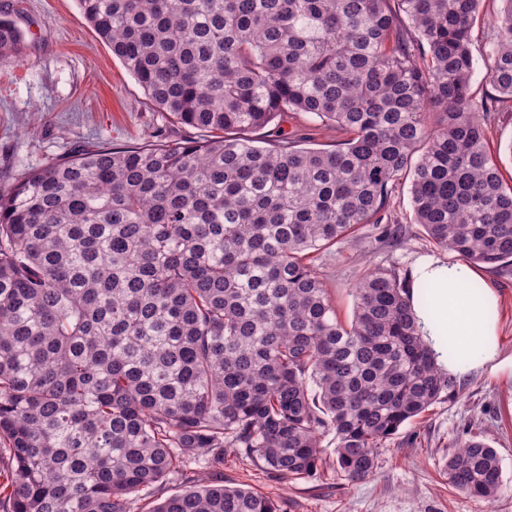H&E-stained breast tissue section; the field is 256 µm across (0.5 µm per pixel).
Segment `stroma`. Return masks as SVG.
Segmentation results:
<instances>
[{
    "label": "stroma",
    "instance_id": "stroma-1",
    "mask_svg": "<svg viewBox=\"0 0 512 512\" xmlns=\"http://www.w3.org/2000/svg\"><path fill=\"white\" fill-rule=\"evenodd\" d=\"M25 35L26 49L0 60V188L22 173L67 159L81 144L135 148L160 140L198 137L149 100L134 76L95 34L76 0H0ZM385 217L397 236L382 237L363 225L330 250L316 254L343 321L355 310L352 288L371 268L410 275L416 260H456L430 243L413 220L410 184L402 181L388 199ZM500 298V355L512 356V265L479 267ZM484 435L500 458L503 487L495 512H512V371L483 369L461 380L455 398L436 404L403 426L380 448L375 474L338 480L289 482L264 476L235 458L220 474L195 476L231 487L253 488L287 501V512H484L485 502L452 488L444 464L471 436Z\"/></svg>",
    "mask_w": 512,
    "mask_h": 512
}]
</instances>
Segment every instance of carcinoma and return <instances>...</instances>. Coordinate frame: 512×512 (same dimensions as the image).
<instances>
[{
    "label": "carcinoma",
    "instance_id": "obj_1",
    "mask_svg": "<svg viewBox=\"0 0 512 512\" xmlns=\"http://www.w3.org/2000/svg\"><path fill=\"white\" fill-rule=\"evenodd\" d=\"M482 2L77 0L151 101L208 136L82 149L0 189V512H284L190 464L362 481L458 394L406 279L367 270L344 323L310 257L380 223L408 178L430 243L512 262V180L486 140L512 112V0L478 99ZM23 41L1 16L0 58ZM303 115L333 148L282 128L254 145ZM445 474L478 499L503 486L477 436ZM175 478L190 487L170 495ZM305 125V133L310 134V139H307L306 147L312 148H329L326 145L333 143L336 140V132L334 130H328L325 127L319 125L316 122H306L301 120Z\"/></svg>",
    "mask_w": 512,
    "mask_h": 512
}]
</instances>
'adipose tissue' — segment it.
Returning a JSON list of instances; mask_svg holds the SVG:
<instances>
[{
  "mask_svg": "<svg viewBox=\"0 0 512 512\" xmlns=\"http://www.w3.org/2000/svg\"><path fill=\"white\" fill-rule=\"evenodd\" d=\"M479 291H472V283ZM410 298L416 324L438 365L464 379L497 360L499 296L463 262L425 257L415 264Z\"/></svg>",
  "mask_w": 512,
  "mask_h": 512,
  "instance_id": "ef3b65f1",
  "label": "adipose tissue"
}]
</instances>
